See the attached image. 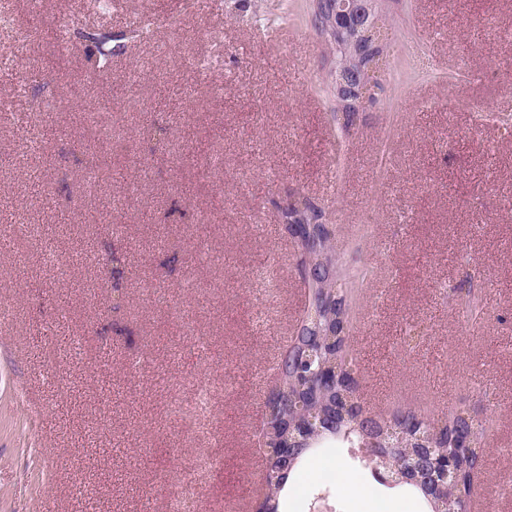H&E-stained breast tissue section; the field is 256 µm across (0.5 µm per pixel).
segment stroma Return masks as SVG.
Wrapping results in <instances>:
<instances>
[{"label":"stroma","instance_id":"35a3bbf8","mask_svg":"<svg viewBox=\"0 0 512 512\" xmlns=\"http://www.w3.org/2000/svg\"><path fill=\"white\" fill-rule=\"evenodd\" d=\"M221 2L112 0L103 19L11 2L42 32L0 69V512H165L181 486L196 512H254V430L307 307L293 193L333 230L337 271L370 272L348 331L366 411L487 420L474 498L512 512V0H378L387 69L349 125L313 0ZM64 17L111 30V71L79 39L60 54ZM204 446L219 463L200 482ZM363 454L305 455L282 512H428Z\"/></svg>","mask_w":512,"mask_h":512}]
</instances>
